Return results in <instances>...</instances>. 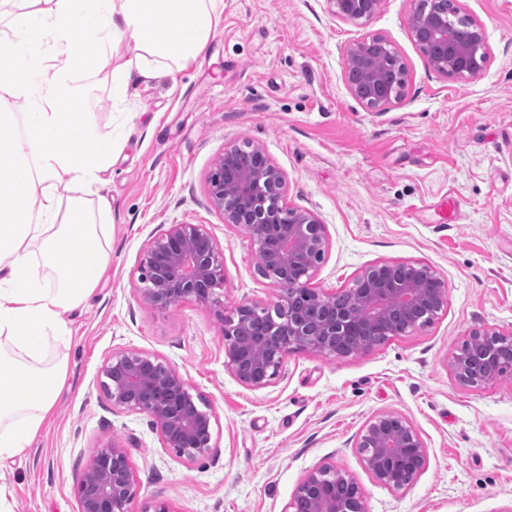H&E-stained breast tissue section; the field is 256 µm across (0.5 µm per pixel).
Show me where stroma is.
Segmentation results:
<instances>
[{"mask_svg": "<svg viewBox=\"0 0 512 512\" xmlns=\"http://www.w3.org/2000/svg\"><path fill=\"white\" fill-rule=\"evenodd\" d=\"M483 27L489 61L460 80L435 71L414 41L418 0H383L365 24L327 0H222L202 57L155 67L124 99L99 74L89 117L120 138L103 190L111 205L107 270L63 316L65 384L22 455L0 460L5 512H78L76 485L97 448H125L134 512H285L310 470L330 463L363 490L366 512H512V376L481 387L451 361L472 332L512 329V0H459ZM384 36L407 70L404 96L365 108L344 75L347 47ZM263 149L288 205L311 211L326 247L312 286L351 287L382 262L431 266L447 303L423 327L365 353L288 356L254 389L224 364V322L186 299L166 310L138 294L146 244L173 224H200L224 256V308L271 303L248 235L225 224L207 179L228 145ZM455 201L457 214L443 204ZM115 352L176 367L213 414L211 452L165 448L147 414L112 406L101 368ZM412 422L429 463L410 487L379 485L354 440L373 415Z\"/></svg>", "mask_w": 512, "mask_h": 512, "instance_id": "1", "label": "stroma"}]
</instances>
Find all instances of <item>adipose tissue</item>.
Instances as JSON below:
<instances>
[{
    "mask_svg": "<svg viewBox=\"0 0 512 512\" xmlns=\"http://www.w3.org/2000/svg\"><path fill=\"white\" fill-rule=\"evenodd\" d=\"M217 0H0V459L28 448L66 375L44 349L98 284L110 206L95 218L111 157L89 119L93 77L125 95L148 61L206 50Z\"/></svg>",
    "mask_w": 512,
    "mask_h": 512,
    "instance_id": "1",
    "label": "adipose tissue"
}]
</instances>
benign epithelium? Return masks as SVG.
<instances>
[{
	"mask_svg": "<svg viewBox=\"0 0 512 512\" xmlns=\"http://www.w3.org/2000/svg\"><path fill=\"white\" fill-rule=\"evenodd\" d=\"M331 13L344 20L366 22L381 0H328ZM469 24L470 34L457 39L452 23ZM415 42L434 70L465 79L485 64L488 48L483 28L460 15L454 0H419L410 22ZM345 74L359 102L379 109L400 99L406 68L386 38L372 35L347 48ZM285 178L259 147H224L208 178L212 205L225 222L248 233L261 275L277 288L271 306L244 303L224 315L225 365L242 383L264 388L277 376L284 359L299 348L328 357H344L352 336H397L433 321L447 299L441 275L423 263H380L356 278L351 303H336V294L310 286L326 246L324 225L309 211L284 202ZM140 294L149 305L166 310L192 298L212 308L224 307L223 254L199 224H173L143 249L138 266ZM270 311L275 317L259 337L265 355L256 357L238 342L252 317ZM483 342L474 356L465 345L451 367L458 379L482 386L512 375V365H489L497 348L512 346V330L475 331ZM101 388L112 406L146 413L166 447L195 460L211 448L210 412L173 366L148 355L112 354L101 370ZM355 448L372 477L392 490L410 486L428 465V448L415 426L393 412L372 416L361 429ZM79 512H132L134 490L124 448H99L79 480ZM364 512L363 492L355 478L333 464L308 472L285 512Z\"/></svg>",
	"mask_w": 512,
	"mask_h": 512,
	"instance_id": "obj_1",
	"label": "benign epithelium"
}]
</instances>
